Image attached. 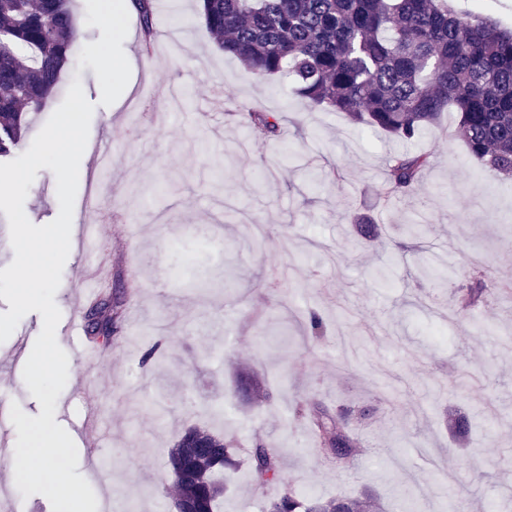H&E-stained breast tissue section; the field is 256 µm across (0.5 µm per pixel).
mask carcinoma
I'll return each mask as SVG.
<instances>
[{
  "instance_id": "cac0c4a2",
  "label": "carcinoma",
  "mask_w": 512,
  "mask_h": 512,
  "mask_svg": "<svg viewBox=\"0 0 512 512\" xmlns=\"http://www.w3.org/2000/svg\"><path fill=\"white\" fill-rule=\"evenodd\" d=\"M141 41L154 39L155 0H133ZM201 15L219 48L254 77L287 75L306 102L344 113L354 124L379 128L408 143L448 108L459 114L453 137L488 172L512 179V27L489 17L460 13L449 0H201ZM78 32L70 0H0V156L15 147L71 60ZM253 128L278 137L272 112L250 113ZM429 156L405 150L390 154L380 198L409 194L429 166ZM454 289L446 305L464 318L490 291L483 267ZM119 297L103 296L87 320L94 339L112 342ZM238 390L260 406L267 393L249 374ZM377 409L332 411L315 403L310 427L321 446L341 441L350 462L361 454L350 433L353 421ZM478 427L453 414L459 441ZM232 440L209 430L185 429L168 453L175 487L169 509L183 502L199 512H224V470L237 466ZM249 475L257 486L277 480L275 449L257 443L249 451ZM369 490L353 498L303 497L290 487L270 501L268 512H381Z\"/></svg>"
}]
</instances>
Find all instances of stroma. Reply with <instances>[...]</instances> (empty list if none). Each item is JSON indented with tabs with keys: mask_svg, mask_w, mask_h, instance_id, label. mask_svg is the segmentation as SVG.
<instances>
[{
	"mask_svg": "<svg viewBox=\"0 0 512 512\" xmlns=\"http://www.w3.org/2000/svg\"><path fill=\"white\" fill-rule=\"evenodd\" d=\"M156 39L144 51L134 12L114 29L101 21L104 0H71L79 32L72 63L52 98L30 116L27 150L73 82L94 104L79 166L77 202L94 194L95 248L72 243L54 300L69 314L86 282L105 270V290L122 291V342L105 346L86 331L56 334L69 359L61 400L72 419H88L90 442H77V474L91 472L99 505L140 512L174 492L165 462L184 427L234 436L239 448L264 440L279 449L276 484L253 486L246 467L228 471L224 512H265L282 488L320 497L370 488L393 505L407 497L419 512H493L512 504V181L484 170L452 136L458 121L413 145L429 153L414 192L384 204V160L399 145L380 129L304 103L281 76L254 78L214 42L196 0H166ZM124 59L122 77L103 91L99 51ZM187 96L180 113L168 92ZM280 116V136L253 132L248 113ZM112 142L107 176L94 167L99 138ZM36 225L59 213L56 179L42 168L28 189ZM428 215L427 233L403 248L360 247L356 218L396 227ZM268 237L251 250L240 227ZM440 256L447 280L420 276L421 260ZM485 266L502 293L454 318L440 301L465 283L471 262ZM319 314L323 338L304 341L297 320ZM40 313L26 314L0 343V402L41 412L23 380L40 334ZM152 334H144V327ZM159 344L166 362L146 361ZM266 382L272 398L249 406L233 391L238 371ZM397 400L379 419L357 425L364 448L347 469L294 415L296 400L331 406ZM478 416L473 453L459 447L434 407ZM166 417H159V408Z\"/></svg>",
	"mask_w": 512,
	"mask_h": 512,
	"instance_id": "1",
	"label": "stroma"
}]
</instances>
